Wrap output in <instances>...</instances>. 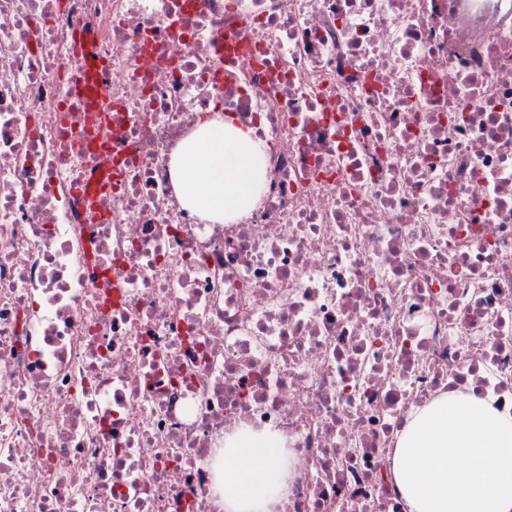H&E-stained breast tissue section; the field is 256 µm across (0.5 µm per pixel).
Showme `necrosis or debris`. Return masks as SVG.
<instances>
[{"label": "necrosis or debris", "mask_w": 512, "mask_h": 512, "mask_svg": "<svg viewBox=\"0 0 512 512\" xmlns=\"http://www.w3.org/2000/svg\"><path fill=\"white\" fill-rule=\"evenodd\" d=\"M211 112L233 224L171 178ZM457 389L512 413V0H0V512H224L241 429L275 512H405ZM265 148L250 129L213 112L172 160L183 204L207 220L232 223L257 191ZM281 437L242 431L224 440V512H274L288 492Z\"/></svg>", "instance_id": "obj_1"}]
</instances>
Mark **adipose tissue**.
<instances>
[{"instance_id": "1", "label": "adipose tissue", "mask_w": 512, "mask_h": 512, "mask_svg": "<svg viewBox=\"0 0 512 512\" xmlns=\"http://www.w3.org/2000/svg\"><path fill=\"white\" fill-rule=\"evenodd\" d=\"M263 144L215 112L172 160L183 204L232 223L259 183ZM281 438L242 431L224 441V512H274L288 492ZM463 467L449 466V457ZM406 512H512V416L472 394L449 393L415 410L391 461Z\"/></svg>"}]
</instances>
